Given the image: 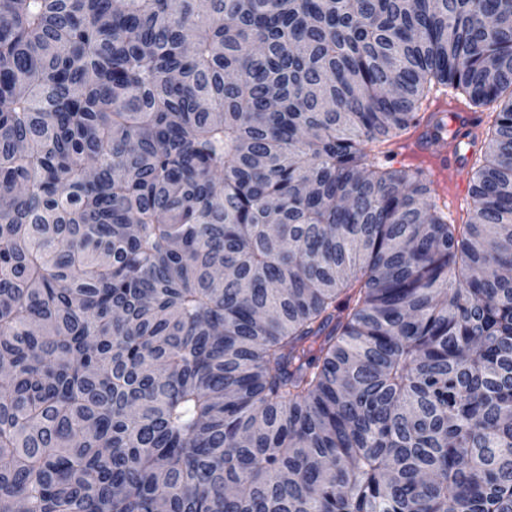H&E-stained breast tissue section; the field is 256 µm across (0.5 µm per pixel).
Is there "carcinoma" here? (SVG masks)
Returning a JSON list of instances; mask_svg holds the SVG:
<instances>
[{
	"mask_svg": "<svg viewBox=\"0 0 512 512\" xmlns=\"http://www.w3.org/2000/svg\"><path fill=\"white\" fill-rule=\"evenodd\" d=\"M506 242L512 0H0V512H512ZM470 110L454 102L447 103L444 100L437 102L430 109V112H448V117L452 123L453 135L455 134V139L452 144L450 146L436 144L434 141V130L429 124H426L417 130L413 145L409 149L400 152L398 155L399 160L406 161H409L412 156H418L439 170L445 179L450 178L458 182L463 181V176L467 170L466 157L468 155V182L463 186V191L458 192L461 196L460 207L452 213L448 212V223L451 224H461L467 219L470 211L473 210V199L469 194L472 184L471 168L476 158H480L479 154L484 152V143L487 141L486 136L490 126L489 120L486 118L485 114H483L482 124L478 128H475L479 136L476 146L469 147L465 145L467 140H465V142L463 141L465 139L463 134L471 128L475 120ZM461 141L463 142L460 145V151L467 155L460 154L459 150L456 148L457 144ZM475 152H477V155H474Z\"/></svg>",
	"mask_w": 512,
	"mask_h": 512,
	"instance_id": "1",
	"label": "carcinoma"
}]
</instances>
